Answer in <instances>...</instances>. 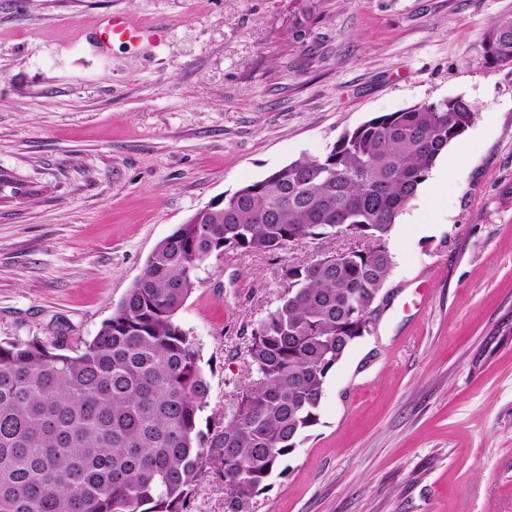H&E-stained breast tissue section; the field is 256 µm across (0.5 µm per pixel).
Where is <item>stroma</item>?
I'll use <instances>...</instances> for the list:
<instances>
[{
  "label": "stroma",
  "instance_id": "obj_1",
  "mask_svg": "<svg viewBox=\"0 0 512 512\" xmlns=\"http://www.w3.org/2000/svg\"><path fill=\"white\" fill-rule=\"evenodd\" d=\"M0 0V339L91 338L155 245L217 197L346 130L461 97L471 149L389 233L388 302L327 381L320 423L252 512H512V65L483 40L512 0ZM120 14L151 42L101 45ZM279 256L228 250L178 313L210 383L201 425L247 383ZM188 512H224L206 465Z\"/></svg>",
  "mask_w": 512,
  "mask_h": 512
}]
</instances>
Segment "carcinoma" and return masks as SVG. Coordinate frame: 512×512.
I'll list each match as a JSON object with an SVG mask.
<instances>
[{
	"instance_id": "carcinoma-1",
	"label": "carcinoma",
	"mask_w": 512,
	"mask_h": 512,
	"mask_svg": "<svg viewBox=\"0 0 512 512\" xmlns=\"http://www.w3.org/2000/svg\"><path fill=\"white\" fill-rule=\"evenodd\" d=\"M313 21L310 5L291 38ZM489 50L512 64L511 15L487 31ZM475 119L460 97L374 117L178 225L74 354L61 336L0 340V512H184L216 460L224 512H251L319 424L330 375L370 333L397 218ZM340 231L367 247L281 267L278 304L246 346L257 380L239 388L223 423L200 430L210 385L177 320L199 267L226 250L275 255Z\"/></svg>"
}]
</instances>
